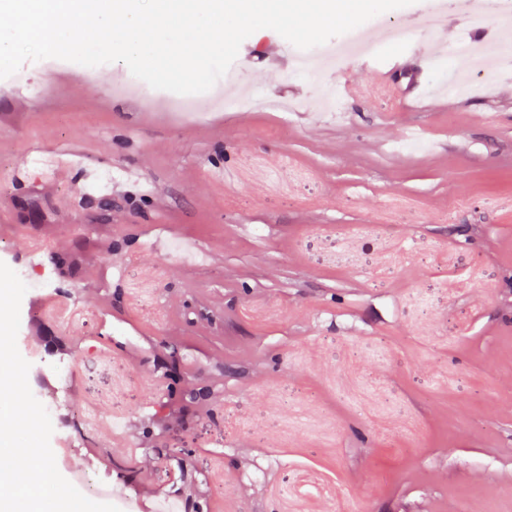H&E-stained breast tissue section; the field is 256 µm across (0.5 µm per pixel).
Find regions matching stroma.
I'll list each match as a JSON object with an SVG mask.
<instances>
[{
	"instance_id": "stroma-1",
	"label": "stroma",
	"mask_w": 512,
	"mask_h": 512,
	"mask_svg": "<svg viewBox=\"0 0 512 512\" xmlns=\"http://www.w3.org/2000/svg\"><path fill=\"white\" fill-rule=\"evenodd\" d=\"M426 43L315 80L279 34L241 44V84H345L342 121L182 120L68 61L0 79V261L38 243L70 261L63 296H23L17 335L34 396L93 427L52 434L57 467L202 512H512V76L438 102ZM73 141L110 192L31 165ZM172 355L211 391L184 425Z\"/></svg>"
}]
</instances>
